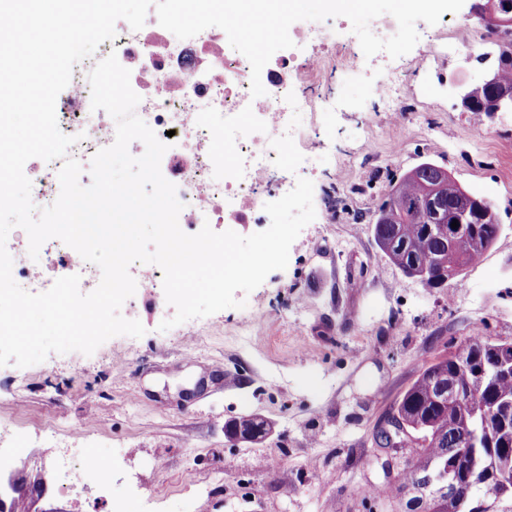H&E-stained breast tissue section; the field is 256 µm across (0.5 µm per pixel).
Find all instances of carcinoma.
<instances>
[{
  "instance_id": "1",
  "label": "carcinoma",
  "mask_w": 512,
  "mask_h": 512,
  "mask_svg": "<svg viewBox=\"0 0 512 512\" xmlns=\"http://www.w3.org/2000/svg\"><path fill=\"white\" fill-rule=\"evenodd\" d=\"M490 22L484 25L490 43L497 48L495 86L469 88L473 107L484 117L500 110L512 112V0H484ZM479 195L460 185L447 169L423 162L405 173L380 200L375 211V242L386 260L406 277L426 288L460 284L464 271L493 247L502 230L497 208L483 219ZM464 225L455 235L452 221ZM454 271L448 279V270ZM498 345L482 336H470L449 356L426 367L397 404L408 429L419 439L408 449L409 463L403 485L435 466L456 467L459 480L468 484L469 466L454 463L448 436L474 438L477 458L486 459L512 451V375H502L490 365L489 348ZM471 393L472 403L461 405L448 396V386ZM495 427L483 435L484 423ZM241 426L251 438L266 433L264 421L249 417L231 424ZM494 472H480L468 492L463 512H487L481 508L490 489L497 487Z\"/></svg>"
}]
</instances>
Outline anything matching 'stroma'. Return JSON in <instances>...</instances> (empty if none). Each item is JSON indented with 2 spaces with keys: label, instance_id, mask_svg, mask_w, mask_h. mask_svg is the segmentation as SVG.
Instances as JSON below:
<instances>
[{
  "label": "stroma",
  "instance_id": "35a3bbf8",
  "mask_svg": "<svg viewBox=\"0 0 512 512\" xmlns=\"http://www.w3.org/2000/svg\"><path fill=\"white\" fill-rule=\"evenodd\" d=\"M451 57L415 46L395 59L411 120H390L377 83L331 73L337 108L298 144L312 162L316 216L242 308L172 318L152 295L128 298L146 332L92 355L50 354L0 366V423L19 437L52 424L82 430L85 466L112 469V486L68 497L53 451L26 446L46 468L62 512H398L375 460L374 435L392 406L438 357L473 334L512 341V112L476 124L460 96L488 71L485 37L461 33ZM491 200L502 231L461 285L426 288L390 266L373 233L389 186L423 161ZM268 422L259 442L228 438L242 416Z\"/></svg>",
  "mask_w": 512,
  "mask_h": 512
}]
</instances>
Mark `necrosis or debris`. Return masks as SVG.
I'll list each match as a JSON object with an SVG mask.
<instances>
[{"instance_id": "necrosis-or-debris-1", "label": "necrosis or debris", "mask_w": 512, "mask_h": 512, "mask_svg": "<svg viewBox=\"0 0 512 512\" xmlns=\"http://www.w3.org/2000/svg\"><path fill=\"white\" fill-rule=\"evenodd\" d=\"M294 36L300 41L316 39L321 53L312 60L291 54L269 61L261 75L266 93L255 98L250 63L225 45L220 28L210 27L179 40L154 18L138 31L125 23L117 27L110 50L131 72V86L141 97L136 113L170 144L161 172L175 184L184 205L179 215L183 232L195 234L207 223L217 227L266 223L264 206L279 196L283 157L290 145L302 140L295 117L324 110L329 100L326 74L341 63L366 78L388 58L383 51L364 60L348 55L346 44L336 41L332 30L318 22L295 31ZM97 62L93 56L74 66L71 91L56 106L60 131L77 139L69 155L81 164L80 179L86 185L92 182L88 168L93 156L113 143L116 132L108 113L91 108L88 75ZM62 165L59 159H33L31 199L36 209L56 201ZM11 247L12 275L25 290L48 288L56 278L73 274L79 275L85 294L100 282V269L59 239L42 245L45 258L40 263L27 258V236L16 237ZM38 436L60 448L62 467L75 471L78 480L111 486V478L99 471L74 470L80 432L63 435L47 427Z\"/></svg>"}]
</instances>
